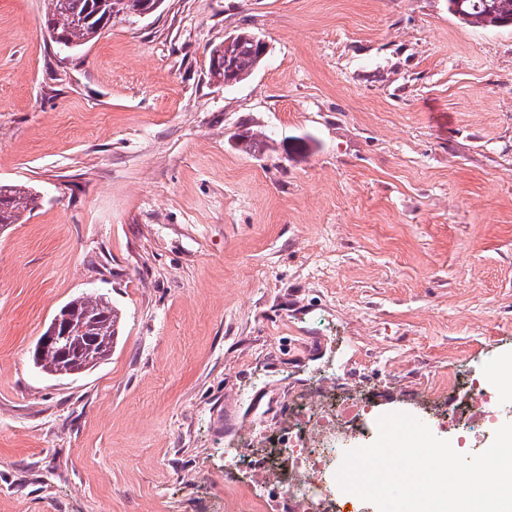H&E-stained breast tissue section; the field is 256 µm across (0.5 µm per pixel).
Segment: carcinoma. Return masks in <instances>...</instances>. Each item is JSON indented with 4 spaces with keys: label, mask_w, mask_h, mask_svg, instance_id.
<instances>
[{
    "label": "carcinoma",
    "mask_w": 512,
    "mask_h": 512,
    "mask_svg": "<svg viewBox=\"0 0 512 512\" xmlns=\"http://www.w3.org/2000/svg\"><path fill=\"white\" fill-rule=\"evenodd\" d=\"M157 0H47L42 23L50 40L74 50L96 40L116 16L132 21L151 10ZM448 12L463 25L481 28H512V0H448ZM237 50L229 65L218 48L209 53L208 71L212 78L240 83L261 64L259 49L251 42L254 33L235 32ZM271 137L264 131L247 127L238 134L235 148L246 155L264 154L271 148ZM39 195L24 184L0 183V226L21 223L25 214L38 206ZM75 323L89 326L86 335L71 341L69 352L74 358L88 354L111 353L121 326V311L107 298L82 296L69 301Z\"/></svg>",
    "instance_id": "obj_1"
}]
</instances>
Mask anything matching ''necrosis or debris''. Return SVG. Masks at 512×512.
<instances>
[{
    "mask_svg": "<svg viewBox=\"0 0 512 512\" xmlns=\"http://www.w3.org/2000/svg\"><path fill=\"white\" fill-rule=\"evenodd\" d=\"M378 399L374 391L348 396L339 378H326L305 395L304 406L288 422L287 439L277 447L242 453L237 440H230L225 479L235 483L244 468L260 473L274 490L266 505L275 512H369L370 503L341 494L336 473L350 434L365 432ZM498 409L495 390L474 376L458 384L439 423L454 431L458 453H471L483 446Z\"/></svg>",
    "mask_w": 512,
    "mask_h": 512,
    "instance_id": "obj_1",
    "label": "necrosis or debris"
}]
</instances>
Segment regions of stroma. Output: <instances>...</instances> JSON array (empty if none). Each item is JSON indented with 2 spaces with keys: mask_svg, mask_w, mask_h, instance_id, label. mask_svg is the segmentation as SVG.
Instances as JSON below:
<instances>
[{
  "mask_svg": "<svg viewBox=\"0 0 512 512\" xmlns=\"http://www.w3.org/2000/svg\"><path fill=\"white\" fill-rule=\"evenodd\" d=\"M0 0V512H231L224 436L273 442L291 369L420 405L512 355V30L448 0H164L77 50ZM268 52L232 86L212 48ZM256 126L305 142L245 155ZM123 320L33 362L71 299ZM234 34L237 36L233 49L235 55L230 59L228 66L224 65L226 63L224 62V53L218 56V47H214L209 53V74L216 81L224 82V85L227 86L230 80H235L234 84H237L250 77L261 64V58L266 54L265 43L259 40L261 53L259 59V49L250 40L255 34L250 30L240 29ZM239 47L240 49L237 51ZM32 187L24 184L0 183V226L19 224L27 213L37 206L39 195ZM68 304L72 307L75 323L90 325L86 333L71 341L69 352L72 358L80 359L91 352L92 358L94 354L108 353L105 358L108 360L119 336L122 320L120 309L103 295L78 297ZM77 329L69 316V308L65 307L52 319L47 331L40 339L36 348V357L40 358V368L47 374H52L58 367V358L61 361L60 374H78L85 371L92 365V360H69L66 348L62 345L74 336ZM53 351V352H49ZM47 352V353H46ZM56 352L58 355L54 353ZM45 353V354H44Z\"/></svg>",
  "mask_w": 512,
  "mask_h": 512,
  "instance_id": "35a3bbf8",
  "label": "stroma"
}]
</instances>
